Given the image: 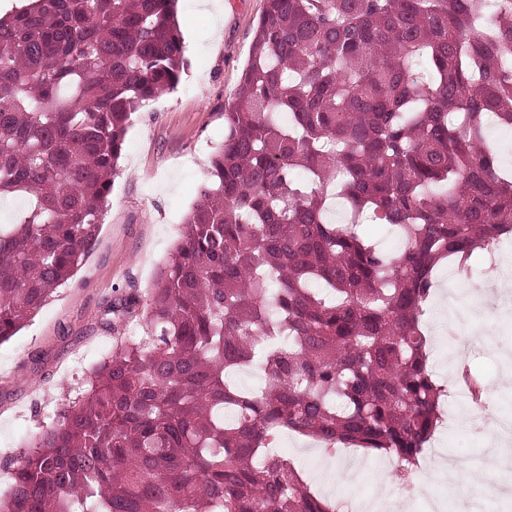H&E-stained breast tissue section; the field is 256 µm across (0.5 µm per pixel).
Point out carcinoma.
Listing matches in <instances>:
<instances>
[{"instance_id": "1", "label": "carcinoma", "mask_w": 512, "mask_h": 512, "mask_svg": "<svg viewBox=\"0 0 512 512\" xmlns=\"http://www.w3.org/2000/svg\"><path fill=\"white\" fill-rule=\"evenodd\" d=\"M184 65L176 0L0 18V197L26 200L0 224V341L80 266L132 116ZM490 116L512 127V0H266L180 242L109 309L124 340L38 423L0 512H339L272 452L284 432L411 471L441 422L435 272L512 235Z\"/></svg>"}]
</instances>
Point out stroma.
Here are the masks:
<instances>
[{
	"mask_svg": "<svg viewBox=\"0 0 512 512\" xmlns=\"http://www.w3.org/2000/svg\"><path fill=\"white\" fill-rule=\"evenodd\" d=\"M264 8L265 0H179L188 62L179 84L133 117L98 238L82 265L14 337L0 343V482L10 483L43 415L71 404L89 370L121 338L122 328L104 325L112 303L131 292L147 300L224 141V109L235 101ZM190 153L196 164L187 168L182 159ZM459 286L463 305L485 311L472 325L481 342L449 340L447 320L430 303L429 365L443 384L470 369L492 386L494 407L512 412V384L506 382L512 377V317L501 311L503 296L492 286L477 289L465 278ZM451 403L448 397L441 402L448 416L429 455H482L488 444L472 434L470 411L451 410ZM282 441L284 457L316 491L330 485L344 500L382 501L376 476L386 466L384 457L361 449L338 453L337 464L357 459L364 465L345 488L335 467L312 460V439L289 433ZM404 497L408 512H512V495L475 490L462 496L434 477L424 493Z\"/></svg>",
	"mask_w": 512,
	"mask_h": 512,
	"instance_id": "1",
	"label": "stroma"
}]
</instances>
